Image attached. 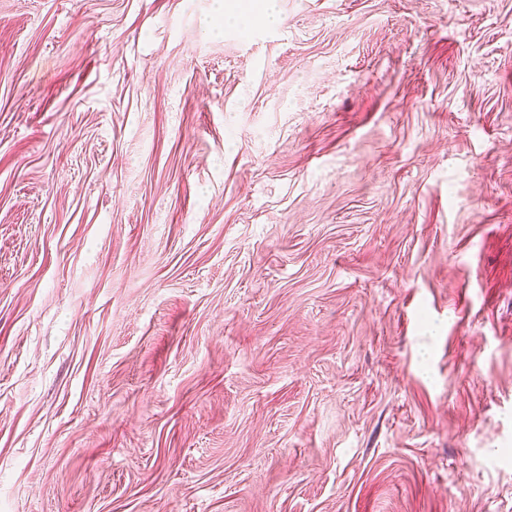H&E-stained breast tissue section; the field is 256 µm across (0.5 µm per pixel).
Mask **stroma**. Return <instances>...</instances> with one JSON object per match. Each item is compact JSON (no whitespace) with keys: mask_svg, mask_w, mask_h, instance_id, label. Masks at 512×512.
<instances>
[{"mask_svg":"<svg viewBox=\"0 0 512 512\" xmlns=\"http://www.w3.org/2000/svg\"><path fill=\"white\" fill-rule=\"evenodd\" d=\"M276 3L0 0V512H512V0Z\"/></svg>","mask_w":512,"mask_h":512,"instance_id":"1","label":"stroma"}]
</instances>
